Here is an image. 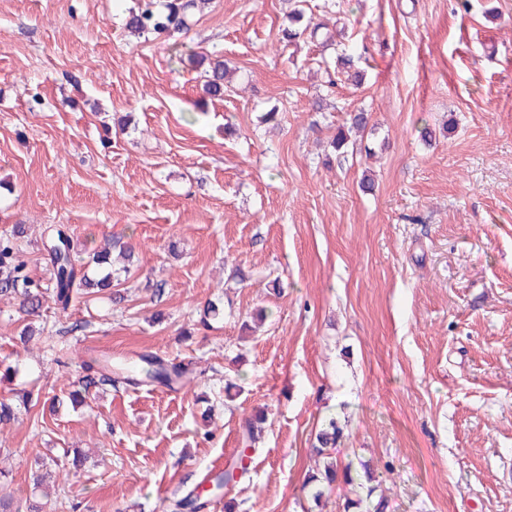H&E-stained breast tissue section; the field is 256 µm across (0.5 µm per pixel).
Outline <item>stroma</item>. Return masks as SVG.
<instances>
[{
  "instance_id": "35a3bbf8",
  "label": "stroma",
  "mask_w": 512,
  "mask_h": 512,
  "mask_svg": "<svg viewBox=\"0 0 512 512\" xmlns=\"http://www.w3.org/2000/svg\"><path fill=\"white\" fill-rule=\"evenodd\" d=\"M331 4L333 41L286 46L288 0H211L146 39L124 29L136 0H0V234L25 226L45 289L55 226L82 257L135 248L114 262L122 303L48 297L27 317L0 300V399L35 398L0 424V496L171 512L261 410L249 480L207 512H512V0L305 8ZM341 44L361 86L328 85ZM214 52L236 69L220 100L194 63ZM359 109L370 129L329 157ZM141 354L181 384L71 404L84 361ZM331 418L338 461L376 477L353 508L344 483L318 505L303 488Z\"/></svg>"
}]
</instances>
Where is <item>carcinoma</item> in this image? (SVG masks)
Wrapping results in <instances>:
<instances>
[{"instance_id":"obj_1","label":"carcinoma","mask_w":512,"mask_h":512,"mask_svg":"<svg viewBox=\"0 0 512 512\" xmlns=\"http://www.w3.org/2000/svg\"><path fill=\"white\" fill-rule=\"evenodd\" d=\"M297 5L288 13L279 29L280 40L293 44L301 37L312 42L332 38L328 32V23L315 22L305 18L302 0H295ZM206 0H139L138 6L129 10L125 21L128 32L139 37L148 34H171L189 28L191 18ZM336 73L355 85L361 83L363 74L356 68L354 56L341 54L336 59ZM229 76V67L218 55L208 61L207 67L200 74L203 92L214 99L224 97V86ZM24 233L17 224L11 233L0 236V298L18 299L19 309L27 316L33 315L42 307L43 292L26 270L25 261L20 259L16 240ZM71 237L61 228L56 229L50 237L48 253L54 267V287L52 296L55 304L65 310L73 298L87 295L92 290L99 292L112 287V261L109 250L95 251L89 256L87 264L71 254ZM178 378L175 371L166 367L159 358L145 354L140 357V364L135 374L125 376V380L138 384L149 381L169 386ZM112 380L103 373L96 361L86 364V374L79 379V390L73 394L78 399L89 393L90 388L101 382ZM266 421L263 414H256L246 420L243 426L242 439L246 446L256 447L262 434V424ZM341 428L335 420L319 431L316 436V454L328 459L321 470L307 479L305 486L310 488L314 503H320L324 490L332 486L338 478V471H343L346 482L353 483L351 471L337 467L332 449L340 436ZM245 449L238 450L236 459L228 464L223 471L214 475L216 487L235 486L248 477L249 466L243 464ZM46 504L31 498L18 501L14 498H0V512H44Z\"/></svg>"}]
</instances>
